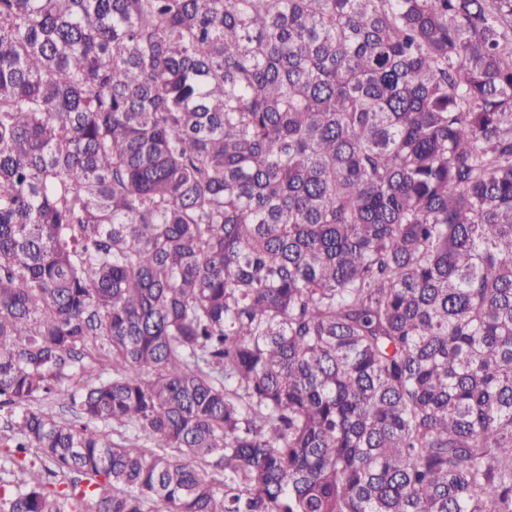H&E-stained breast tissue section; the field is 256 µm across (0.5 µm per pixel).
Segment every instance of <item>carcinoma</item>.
<instances>
[{"instance_id":"cac0c4a2","label":"carcinoma","mask_w":512,"mask_h":512,"mask_svg":"<svg viewBox=\"0 0 512 512\" xmlns=\"http://www.w3.org/2000/svg\"><path fill=\"white\" fill-rule=\"evenodd\" d=\"M4 410L0 512H512V0H0Z\"/></svg>"}]
</instances>
